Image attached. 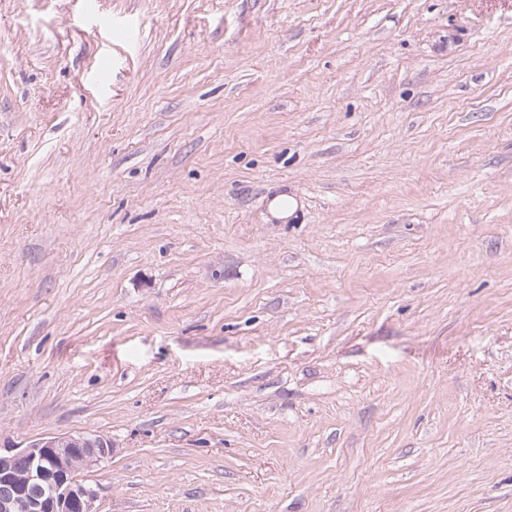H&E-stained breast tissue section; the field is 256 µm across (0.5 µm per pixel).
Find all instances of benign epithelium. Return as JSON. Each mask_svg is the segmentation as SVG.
Returning a JSON list of instances; mask_svg holds the SVG:
<instances>
[{
  "instance_id": "obj_1",
  "label": "benign epithelium",
  "mask_w": 512,
  "mask_h": 512,
  "mask_svg": "<svg viewBox=\"0 0 512 512\" xmlns=\"http://www.w3.org/2000/svg\"><path fill=\"white\" fill-rule=\"evenodd\" d=\"M111 456L112 441L95 433L0 448V512H94L95 493L79 474Z\"/></svg>"
}]
</instances>
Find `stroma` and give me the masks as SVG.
<instances>
[{"instance_id": "1", "label": "stroma", "mask_w": 512, "mask_h": 512, "mask_svg": "<svg viewBox=\"0 0 512 512\" xmlns=\"http://www.w3.org/2000/svg\"><path fill=\"white\" fill-rule=\"evenodd\" d=\"M78 432L96 512H512V0H0V446Z\"/></svg>"}]
</instances>
